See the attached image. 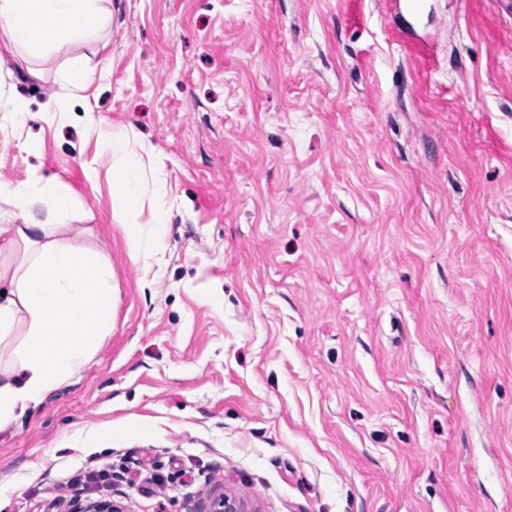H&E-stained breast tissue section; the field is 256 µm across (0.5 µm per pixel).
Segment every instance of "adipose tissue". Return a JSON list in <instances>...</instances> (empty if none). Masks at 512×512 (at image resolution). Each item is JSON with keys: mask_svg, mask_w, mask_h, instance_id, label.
Here are the masks:
<instances>
[{"mask_svg": "<svg viewBox=\"0 0 512 512\" xmlns=\"http://www.w3.org/2000/svg\"><path fill=\"white\" fill-rule=\"evenodd\" d=\"M112 0H0V34L15 54L51 55L67 42L97 40L112 21ZM115 175L112 215L132 258L153 252L163 223L131 222L146 195L167 194L148 180L127 131L103 141ZM21 211L45 205L46 216L0 225V428L69 385L112 331L115 288L109 257L81 241L70 224L72 204L54 181L28 189L0 187Z\"/></svg>", "mask_w": 512, "mask_h": 512, "instance_id": "1", "label": "adipose tissue"}]
</instances>
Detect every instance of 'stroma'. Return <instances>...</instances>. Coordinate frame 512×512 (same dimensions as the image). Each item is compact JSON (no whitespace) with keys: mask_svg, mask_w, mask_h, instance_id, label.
Returning <instances> with one entry per match:
<instances>
[{"mask_svg":"<svg viewBox=\"0 0 512 512\" xmlns=\"http://www.w3.org/2000/svg\"><path fill=\"white\" fill-rule=\"evenodd\" d=\"M429 2L112 0L99 41L0 53V184L60 182L115 288L76 382L0 431V512H512V16ZM76 56L104 76L60 116ZM101 118L167 183L144 261ZM395 39L404 53L414 62L419 75L427 80L431 79L437 71L434 47L421 41L406 39L401 33H396Z\"/></svg>","mask_w":512,"mask_h":512,"instance_id":"stroma-1","label":"stroma"}]
</instances>
